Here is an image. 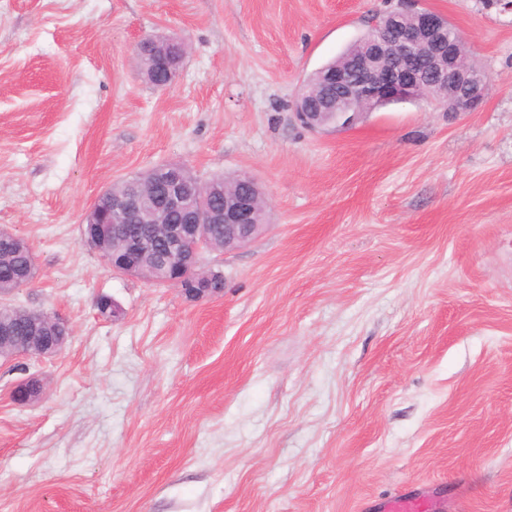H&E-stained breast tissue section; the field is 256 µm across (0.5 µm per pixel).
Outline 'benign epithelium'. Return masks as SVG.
Returning <instances> with one entry per match:
<instances>
[{"label": "benign epithelium", "mask_w": 512, "mask_h": 512, "mask_svg": "<svg viewBox=\"0 0 512 512\" xmlns=\"http://www.w3.org/2000/svg\"><path fill=\"white\" fill-rule=\"evenodd\" d=\"M417 0H397V9L379 25V31L362 40L357 75L348 77L339 68L324 70L322 80L333 81L340 89L349 112H298L299 121L310 129L334 126L340 121L352 125L364 112L383 103L427 100L441 105L448 116L475 111L484 102L489 77H480L465 61L467 49L448 35L447 19L434 11L418 8ZM136 54L153 55V67L165 71L164 79L155 84H170L179 65L188 54V46L172 37L154 35L142 39ZM139 188L129 190L109 187L87 210L84 223L97 231L87 242L117 274L136 276L155 284L177 286L190 291L197 300L211 297L218 290L210 287L217 272H203V255L213 249L209 226L224 225V251L249 245L263 232L264 225L254 222L261 197L248 192H227L224 178L207 181L203 195L186 190L190 180L182 165L168 163L137 176ZM171 212L182 222L170 224ZM127 224H149L160 237L167 239L172 250L154 263L146 276L142 259L151 251L152 241L132 240L123 235ZM28 321L33 335L29 338L31 356L52 357L59 346L44 345L40 332L68 325L56 313L33 310Z\"/></svg>", "instance_id": "obj_1"}]
</instances>
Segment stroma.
Segmentation results:
<instances>
[{"mask_svg":"<svg viewBox=\"0 0 512 512\" xmlns=\"http://www.w3.org/2000/svg\"><path fill=\"white\" fill-rule=\"evenodd\" d=\"M394 3L0 0V230L38 267L7 301L72 329L0 360V512H512V10L420 0L488 71L479 111L295 118ZM156 33L190 47L163 88L135 55ZM171 162L267 199L261 237L205 253L224 289L199 301L81 236L104 189Z\"/></svg>","mask_w":512,"mask_h":512,"instance_id":"obj_1","label":"stroma"}]
</instances>
